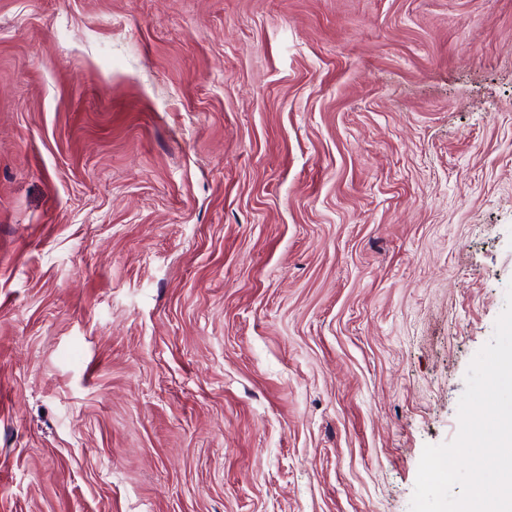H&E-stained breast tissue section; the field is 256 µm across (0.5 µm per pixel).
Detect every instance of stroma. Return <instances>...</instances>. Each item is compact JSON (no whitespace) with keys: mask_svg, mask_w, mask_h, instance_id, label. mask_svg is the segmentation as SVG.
<instances>
[{"mask_svg":"<svg viewBox=\"0 0 512 512\" xmlns=\"http://www.w3.org/2000/svg\"><path fill=\"white\" fill-rule=\"evenodd\" d=\"M512 284V0H0V512H410Z\"/></svg>","mask_w":512,"mask_h":512,"instance_id":"35a3bbf8","label":"stroma"}]
</instances>
